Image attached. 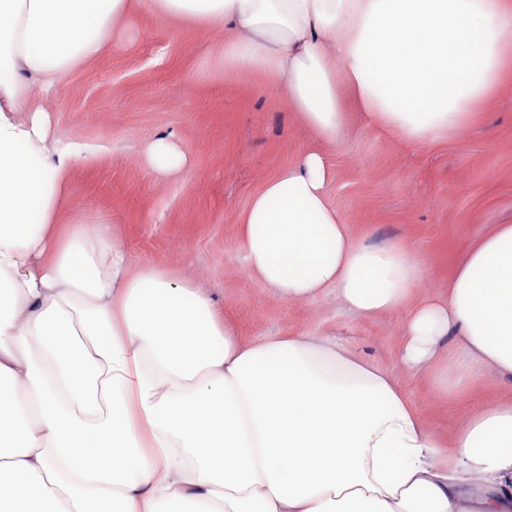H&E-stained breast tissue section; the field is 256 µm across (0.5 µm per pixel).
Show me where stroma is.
Wrapping results in <instances>:
<instances>
[{
    "instance_id": "1",
    "label": "stroma",
    "mask_w": 512,
    "mask_h": 512,
    "mask_svg": "<svg viewBox=\"0 0 512 512\" xmlns=\"http://www.w3.org/2000/svg\"><path fill=\"white\" fill-rule=\"evenodd\" d=\"M224 38L219 25L133 13L120 47L45 99L58 135L95 148L68 174L60 223L115 225L134 259L209 291L244 340L310 332L356 341L399 378L428 427L452 439L470 413L511 399L512 384L490 374L464 399L437 394L428 373L400 361L405 313L358 318L331 293L281 299L247 270L239 218L266 179L321 146L334 172L328 198L355 238L404 245L425 272L420 296L447 293L467 248L512 224V75L482 102L477 125L433 147L367 126L352 104L341 137L321 145L265 77L203 76ZM164 132L179 140L190 171L162 176L144 163Z\"/></svg>"
}]
</instances>
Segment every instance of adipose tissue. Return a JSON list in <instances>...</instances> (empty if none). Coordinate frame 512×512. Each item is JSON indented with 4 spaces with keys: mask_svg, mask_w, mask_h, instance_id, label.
Listing matches in <instances>:
<instances>
[{
    "mask_svg": "<svg viewBox=\"0 0 512 512\" xmlns=\"http://www.w3.org/2000/svg\"><path fill=\"white\" fill-rule=\"evenodd\" d=\"M138 9L223 26L209 72L265 75L328 143L343 92L429 148L512 72V0H0V512H512V400L444 443L354 343L242 340L114 227L60 223L89 149L52 140L33 89L107 53ZM145 160L191 165L165 134ZM330 179L310 150L264 181L239 219L249 272L291 301L332 290L360 317L406 312L401 360L448 396L488 372L512 383V224L422 298L411 250L355 241Z\"/></svg>",
    "mask_w": 512,
    "mask_h": 512,
    "instance_id": "adipose-tissue-1",
    "label": "adipose tissue"
}]
</instances>
